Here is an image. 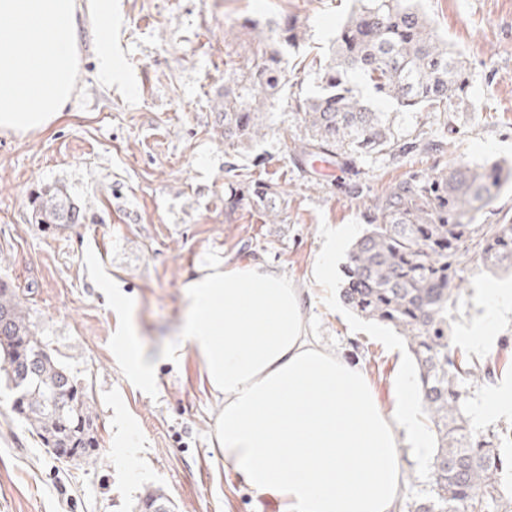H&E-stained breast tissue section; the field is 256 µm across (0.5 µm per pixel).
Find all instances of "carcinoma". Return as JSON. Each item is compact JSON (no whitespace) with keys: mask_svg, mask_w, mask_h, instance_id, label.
I'll return each mask as SVG.
<instances>
[{"mask_svg":"<svg viewBox=\"0 0 512 512\" xmlns=\"http://www.w3.org/2000/svg\"><path fill=\"white\" fill-rule=\"evenodd\" d=\"M272 44L257 63L224 86L217 101L224 142L262 136L259 112L278 96L285 78L282 49L299 46L293 15L269 26ZM469 75L460 55L439 39L411 0H364L340 28L331 54L319 64L317 90L297 101L307 139L289 146L297 161L362 151L406 153L396 116L374 105L416 112H453ZM512 180V167L458 162L436 174H412L374 205L366 229L343 266L342 298L357 314L392 327L408 343L418 393L435 438L425 496L408 512H512L502 489L512 454L476 431L465 412V386L492 380L496 362L478 365L458 353L448 336V313L460 302L471 261L489 270L512 269V224L478 218ZM40 224H72L77 211L63 191L40 197ZM27 342V364L17 344ZM0 377L16 390V409L46 448H78L91 456L97 425L85 388L45 352L32 331L22 295L0 282ZM71 406L60 412L57 394ZM139 512H174L158 490L146 491Z\"/></svg>","mask_w":512,"mask_h":512,"instance_id":"1","label":"carcinoma"}]
</instances>
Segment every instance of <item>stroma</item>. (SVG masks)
Masks as SVG:
<instances>
[{
    "label": "stroma",
    "mask_w": 512,
    "mask_h": 512,
    "mask_svg": "<svg viewBox=\"0 0 512 512\" xmlns=\"http://www.w3.org/2000/svg\"><path fill=\"white\" fill-rule=\"evenodd\" d=\"M79 2L80 66L61 116L41 132H0V279L23 292L37 336L85 387L99 446L59 462L1 383L0 512H134L147 488L175 512H283L225 468L212 442L221 402L202 365L168 355L182 342V287L215 260L282 274L300 289L313 335L356 364L392 409L395 379L415 370L404 337L353 313L340 298L342 277L324 281L316 267L331 242L344 265L378 198L409 174L457 159L512 164V0H418L470 75L455 112L397 115L402 134L436 150L363 153L324 172L291 159L285 144L306 138L295 100L314 91L310 63L328 54L358 0H112L108 23ZM287 14L303 32L285 54L287 83L259 115L262 136L227 145L215 93L265 42L269 21ZM105 42L119 66L108 84L96 72ZM48 188L70 196L77 223H36ZM233 189L243 199L230 209ZM465 278L448 334L500 370L469 387L472 411L512 385V314L485 321L490 289L512 291V272L473 262ZM114 282L132 302L127 312L112 306ZM484 323L488 344L478 347L469 337ZM126 333L151 365L149 385L119 349Z\"/></svg>",
    "instance_id": "stroma-1"
}]
</instances>
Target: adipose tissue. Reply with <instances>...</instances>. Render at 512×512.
Returning a JSON list of instances; mask_svg holds the SVG:
<instances>
[{
    "instance_id": "ef3b65f1",
    "label": "adipose tissue",
    "mask_w": 512,
    "mask_h": 512,
    "mask_svg": "<svg viewBox=\"0 0 512 512\" xmlns=\"http://www.w3.org/2000/svg\"><path fill=\"white\" fill-rule=\"evenodd\" d=\"M78 31L76 0H0V131H42L60 116ZM183 292L182 345L222 401L213 444L225 465L286 512H397L401 434L430 456L414 378H399L384 411L362 370L312 339L298 289L276 273L213 262Z\"/></svg>"
}]
</instances>
